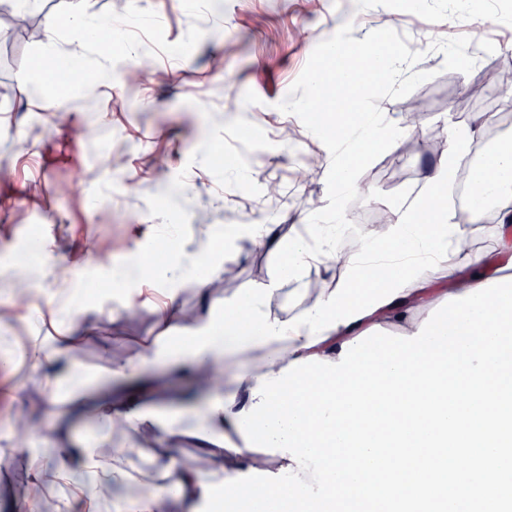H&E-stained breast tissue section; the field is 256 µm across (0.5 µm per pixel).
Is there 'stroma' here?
I'll use <instances>...</instances> for the list:
<instances>
[{
	"label": "stroma",
	"instance_id": "35a3bbf8",
	"mask_svg": "<svg viewBox=\"0 0 512 512\" xmlns=\"http://www.w3.org/2000/svg\"><path fill=\"white\" fill-rule=\"evenodd\" d=\"M132 1L156 11L167 42L186 35L191 19L181 0H88V8L93 14L121 13ZM63 2L41 0L30 14L33 32L16 33L9 43L0 39V307L13 303L8 282L29 238L36 235L44 243L29 279L32 308L15 318L0 316V507L5 512H25L21 487L36 473L55 512H83L76 491L88 476L75 467L69 481L56 480L57 451L101 432L103 420L127 398L137 397L148 410L173 411L190 391L202 403L216 397V390L198 387L193 374L176 375L156 363L138 368L125 382L108 376L115 363L135 358L144 343L177 336L183 323L202 314L222 315L225 294L275 278L277 254L243 240L226 259L234 275L225 284L213 275L169 290L142 282L126 300L71 311L59 299L57 284L66 275L76 280L84 272L106 270V263L92 255L102 245H110L115 261L136 255L159 224L148 212L147 196L167 190L181 173L185 190L177 201L189 213L188 254L203 250L211 225L251 220L299 228L326 207L330 154L298 117L278 108L319 42L349 21L358 40L391 28L407 36L410 50L423 51L417 68L432 74L413 92L423 102L418 127L423 148L388 149L358 179L370 192L350 205L346 216L362 228L374 209L403 208L415 185H427L433 166L447 155L428 149V141L447 140L460 114L486 111V89L477 73L443 58L436 44L467 36L499 46V55L485 58V65L512 63V0H474L468 14L452 20L444 0H220L216 14L201 21L205 35L192 54L154 56L152 71L139 84H129L130 64L124 61L115 66L113 80L98 84L94 93L59 103L28 99L19 76L24 55L47 44L50 18ZM207 109L212 119H205ZM60 111L71 114V126L85 127L87 136H74L71 126L58 124ZM240 116L262 128L271 142L270 148L248 153L250 174L260 186L273 178L283 183L287 214L261 197L221 188L202 164L188 162L209 122ZM312 156L317 170L305 184L293 170ZM130 175L139 183L132 195L125 188ZM77 177L86 192L72 190ZM345 278L341 267L309 268L299 280L283 282L277 308L298 314L310 300L313 280L333 288ZM168 301L176 315L164 323L156 309ZM65 338L70 349L56 357ZM33 348L40 361L30 359ZM67 372L84 373L89 381L46 405L56 376ZM32 408L40 420L39 436L51 440L50 449L37 454L11 443L15 421ZM154 437L153 426L144 424L124 429L113 442L130 448L131 469L152 465L155 484H167L169 462L193 471L205 454L193 437L178 435L162 446Z\"/></svg>",
	"mask_w": 512,
	"mask_h": 512
}]
</instances>
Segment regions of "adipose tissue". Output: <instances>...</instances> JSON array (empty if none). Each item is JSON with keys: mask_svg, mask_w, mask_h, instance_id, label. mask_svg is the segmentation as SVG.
<instances>
[{"mask_svg": "<svg viewBox=\"0 0 512 512\" xmlns=\"http://www.w3.org/2000/svg\"><path fill=\"white\" fill-rule=\"evenodd\" d=\"M472 141L471 128L452 129L448 155L435 167L429 180L431 192L422 201L423 207L432 212L429 225L416 224L411 214H399L390 224L364 230L359 248L347 255H340L336 248L337 227L333 224H316L312 236L296 233L286 239L275 224H248L240 231L214 227L213 236L227 242L243 232L270 250L287 245L288 257L281 277L292 279L307 267L331 268L338 263L343 264L347 277L336 287L318 289L311 304L293 316L273 310L275 284L260 285L225 299L223 319L207 317L184 328L178 344L153 342L140 356L114 366L113 376L123 377L149 362L169 361L189 370L210 359H240V366L228 377L227 393L204 409L190 407L181 415L170 417L134 408L122 411L127 425L150 423L161 442L183 426L202 442H224L225 465L215 474L172 471L169 488H158L153 486L150 473L131 474L125 464L126 449H113L111 463L104 464L100 461L99 439L86 441L77 450L90 476L81 492L86 512H100V500L109 486L134 480L143 485V493L113 503L112 512H165L172 489L180 494L190 512H197L205 498L204 485L214 479L223 480L253 469L279 472L289 466L288 456L227 445L229 432L237 428L238 412L254 403L253 391L261 377L279 376L290 363L311 355L338 361L343 343L374 325L393 323L401 334L416 333L429 311L445 297L463 295L492 281L491 255L503 256L511 265V140L499 142L482 172L471 180L476 198L492 193L497 196L499 235L495 253L462 250L468 230L449 221L443 191Z\"/></svg>", "mask_w": 512, "mask_h": 512, "instance_id": "ef3b65f1", "label": "adipose tissue"}]
</instances>
